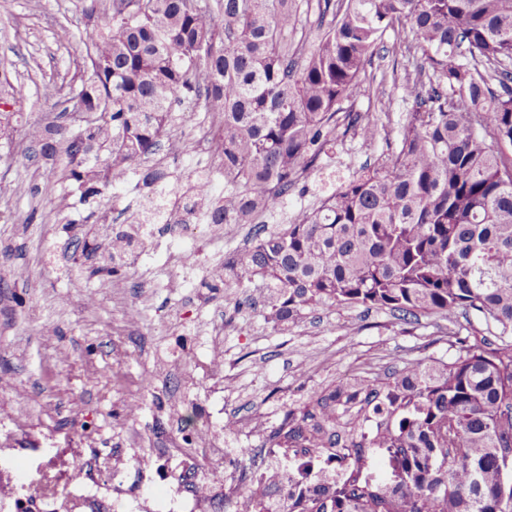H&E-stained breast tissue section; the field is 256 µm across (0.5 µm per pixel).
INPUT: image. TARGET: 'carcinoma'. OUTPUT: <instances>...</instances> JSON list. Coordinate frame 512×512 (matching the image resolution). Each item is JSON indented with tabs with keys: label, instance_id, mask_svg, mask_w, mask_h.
<instances>
[{
	"label": "carcinoma",
	"instance_id": "cac0c4a2",
	"mask_svg": "<svg viewBox=\"0 0 512 512\" xmlns=\"http://www.w3.org/2000/svg\"><path fill=\"white\" fill-rule=\"evenodd\" d=\"M86 16L89 75L70 88L94 120L41 155L89 194L114 191L161 147L174 102L223 117L211 145L224 196L185 212L250 224L224 260V287L260 283L267 319L294 324L321 307L361 305L408 322L475 312L498 333L456 339L448 361L352 377L285 410L263 432L276 456L348 449L284 485L252 482L250 512H512V0H315L317 32L298 40L300 0H111ZM411 37V104L397 147L278 230L258 217L318 168L340 119L364 142L377 125L339 117L367 80L387 31ZM143 244L112 234V274Z\"/></svg>",
	"mask_w": 512,
	"mask_h": 512
}]
</instances>
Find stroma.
I'll list each match as a JSON object with an SVG mask.
<instances>
[{"label":"stroma","instance_id":"1","mask_svg":"<svg viewBox=\"0 0 512 512\" xmlns=\"http://www.w3.org/2000/svg\"><path fill=\"white\" fill-rule=\"evenodd\" d=\"M83 0H8L0 9V512H226L233 476L224 424L274 427L340 374L384 376L418 359L450 360L459 336H483L469 314L401 324L362 306L306 312L288 329L262 302L240 300L212 276L223 256L203 240L204 266L168 269L167 225L151 224L152 260L111 275L105 225L122 230L183 193L210 130L171 124L162 150L116 194L84 193L47 171L30 134L71 127L57 101L79 84L96 31ZM74 33L58 42L59 26ZM407 38L387 33L370 84L344 111L377 123L365 143L337 131L317 172L269 228L291 222L361 167L395 148L410 110L399 85L412 72ZM28 88L14 100L11 84ZM164 179L145 185V169ZM138 306L142 316L129 321ZM223 362L213 365L214 350ZM139 403L137 414L128 407ZM58 486L44 493L45 484Z\"/></svg>","mask_w":512,"mask_h":512}]
</instances>
